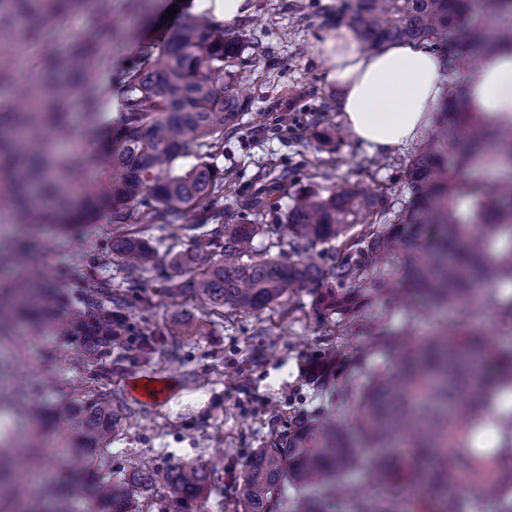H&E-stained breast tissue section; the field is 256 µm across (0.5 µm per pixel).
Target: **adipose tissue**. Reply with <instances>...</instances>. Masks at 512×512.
Here are the masks:
<instances>
[{
  "mask_svg": "<svg viewBox=\"0 0 512 512\" xmlns=\"http://www.w3.org/2000/svg\"><path fill=\"white\" fill-rule=\"evenodd\" d=\"M314 49L341 91L340 111L352 139L387 154L422 137L446 92L440 57L428 47L388 43L363 50L344 25L319 32ZM473 111L512 125V53L489 56L468 75Z\"/></svg>",
  "mask_w": 512,
  "mask_h": 512,
  "instance_id": "adipose-tissue-1",
  "label": "adipose tissue"
}]
</instances>
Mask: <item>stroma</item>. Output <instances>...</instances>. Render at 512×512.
<instances>
[{"label": "stroma", "instance_id": "35a3bbf8", "mask_svg": "<svg viewBox=\"0 0 512 512\" xmlns=\"http://www.w3.org/2000/svg\"><path fill=\"white\" fill-rule=\"evenodd\" d=\"M112 16L125 31L115 42L114 60L160 38L171 25L167 12L190 11V0H111ZM354 0H256L252 14L227 22L242 36V58L233 66L234 86L249 98L240 129L225 138L212 161L235 182L224 206L247 210L252 192L283 168L294 171L272 194L277 214L285 215L301 190L321 194L345 183L384 191L388 200L409 196L404 169L413 155L407 147L378 156L355 144L340 116V91L328 82L312 38L335 24H350ZM276 216H264L252 243V257L288 260L294 256ZM0 211V240L28 239L46 249L45 270L68 285L82 281L81 253L108 237L112 227L99 217L83 237L12 224ZM143 236L163 241L162 264L154 277L165 283L169 259L188 248L184 233L173 227L147 225ZM152 289L153 308L130 310L131 322L148 332L132 336L129 348L112 353V386L127 393L131 381L157 374L167 379L169 397L155 404L135 402L137 417L100 454L94 468L115 476L151 467L156 475L141 490L152 512H165L171 488L170 469L193 464L208 474L201 496L188 512H238L237 486L256 448L268 438L274 416L289 409L321 407L337 420L352 424L354 408L344 397L318 394L305 382V368L316 354L335 342L337 317H322L316 307L318 285L294 291L254 314L228 308L216 312L192 298L172 304ZM196 316L198 332L162 336L158 330L182 311ZM386 325L394 332L410 328L415 337L434 335L448 319L447 310L413 313L403 306H384ZM77 351L65 336H52L26 347L14 337H0V395L14 389L16 369L30 382L58 381L60 394L82 385Z\"/></svg>", "mask_w": 512, "mask_h": 512}]
</instances>
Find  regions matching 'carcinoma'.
I'll return each mask as SVG.
<instances>
[{
    "label": "carcinoma",
    "mask_w": 512,
    "mask_h": 512,
    "mask_svg": "<svg viewBox=\"0 0 512 512\" xmlns=\"http://www.w3.org/2000/svg\"><path fill=\"white\" fill-rule=\"evenodd\" d=\"M95 7L97 26L79 34L63 54L42 55L26 74L14 66L21 39L34 40L44 14L64 16ZM500 21L489 35L473 19L476 9ZM352 25L368 49L385 42L426 43L450 76L436 112V134L416 148L405 167L407 200L393 206L385 196L350 185L324 197L297 196L280 220L300 253L344 238V257L330 266L263 259L243 263L256 234V220L218 205L224 172L204 147L224 143L249 104L240 98L224 66L240 38L224 25L198 15L170 27L139 57L113 64L103 43L112 42L108 0H0V84H8L25 107L0 100V205L19 224L34 216L57 230L103 212L112 238L86 255L90 274L70 293L50 286L39 273L14 285L0 284V336L15 323L28 336L52 329L81 340L86 372L80 394L51 406L28 402L23 416L68 439L66 447L85 463L82 479L50 480L30 490L15 480L19 464L37 471L45 458L43 438L32 433L22 445L0 441V512H150L137 501L149 475L98 476L91 460L135 414L112 390L106 362L112 350L137 333L125 315L129 293L97 269L107 256L121 261L123 280L144 288L158 269L156 247L129 230L132 224H176L191 246L172 261L177 279L163 289L171 300L194 296L213 306L255 312L315 281L327 286L317 297L325 316L336 315L366 341L356 359L398 350L396 365L361 378H340L337 354L327 351L310 368L309 381L327 394L355 397L359 440L320 409L297 410L273 427L238 486L242 512H336V473L368 465L379 495L349 499L347 512H399L411 497L416 512H448V498L462 489L496 512H512V413L496 405L512 394V350L467 319L434 336L417 339L385 326L378 301L390 291L392 260L405 257L406 302L481 307L493 302L489 286L512 281V182L488 192L465 177L472 164L512 165V129L468 109L466 74L489 54L512 49V0H356ZM115 99L121 125L106 141L100 102ZM95 146L87 167L59 155V142L80 139ZM194 155L183 173L173 162ZM472 202L467 219L458 212ZM363 226L360 238L346 240ZM32 265L30 250L0 247V263ZM173 500L166 512H185L201 494L206 475L184 464L168 472ZM297 490L286 494V485Z\"/></svg>",
    "instance_id": "cac0c4a2"
}]
</instances>
